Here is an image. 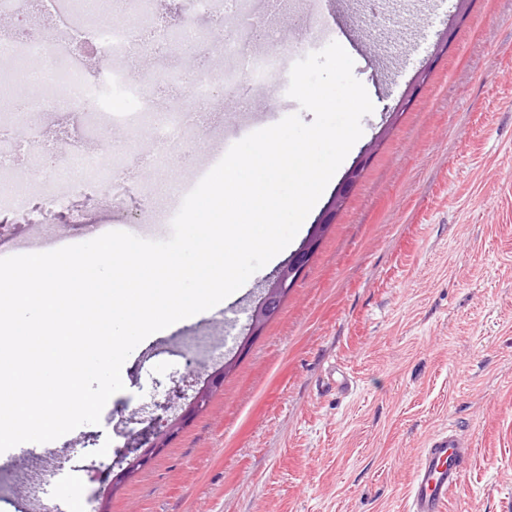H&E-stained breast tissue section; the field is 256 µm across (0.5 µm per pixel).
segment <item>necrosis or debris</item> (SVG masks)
Returning <instances> with one entry per match:
<instances>
[{"mask_svg": "<svg viewBox=\"0 0 512 512\" xmlns=\"http://www.w3.org/2000/svg\"><path fill=\"white\" fill-rule=\"evenodd\" d=\"M126 8L131 21L115 23L107 17L82 19L77 0H0V15L12 21L11 28L0 29V84L10 83L18 62L27 63L38 82L22 108L0 110V176L16 164L29 165L25 183L0 186V214L27 224L48 218L80 224L85 204L101 193L116 199L127 183L120 158L86 151V139L102 140L120 125L133 142L149 128L152 149L139 161L165 169L215 122L197 103L210 100L218 86H235L247 95L259 75L283 68L287 60L289 41L270 16L263 23L276 43L273 52L249 59L237 44L214 41L212 27L251 16L249 0H186L185 8L170 16L158 15L154 0H127ZM91 52L120 64L92 74L84 62ZM188 55L195 59L190 74L183 68ZM146 56L160 58L163 66L144 79L133 70ZM219 56L228 66L215 77L212 64ZM115 86L136 102V111L111 106ZM49 112L67 120L61 134L72 146L68 154H58L43 135L42 118Z\"/></svg>", "mask_w": 512, "mask_h": 512, "instance_id": "necrosis-or-debris-1", "label": "necrosis or debris"}]
</instances>
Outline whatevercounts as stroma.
<instances>
[{
  "mask_svg": "<svg viewBox=\"0 0 512 512\" xmlns=\"http://www.w3.org/2000/svg\"><path fill=\"white\" fill-rule=\"evenodd\" d=\"M302 2L280 9L282 28L313 22L330 42L347 36L357 48L367 31L408 45L385 62L353 54L374 104L362 137L281 259L215 313L139 343L100 424L29 444L0 471V512H35L39 501L72 512H406L422 449L449 428L470 456L445 512H512V0H367L336 22V0ZM262 88L261 118L238 112L232 89L215 97L223 118L183 163L146 175L125 150L133 193L89 208L86 223L167 238L160 213L183 202L169 185L193 181L199 155L296 112L312 121L279 76ZM342 190L279 314L240 354L282 260ZM229 360L207 408L106 494L113 460L173 377L193 384L170 420ZM91 434L105 456L88 452Z\"/></svg>",
  "mask_w": 512,
  "mask_h": 512,
  "instance_id": "obj_1",
  "label": "stroma"
}]
</instances>
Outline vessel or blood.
I'll list each match as a JSON object with an SVG mask.
<instances>
[{
	"label": "vessel or blood",
	"mask_w": 512,
	"mask_h": 512,
	"mask_svg": "<svg viewBox=\"0 0 512 512\" xmlns=\"http://www.w3.org/2000/svg\"><path fill=\"white\" fill-rule=\"evenodd\" d=\"M467 461L466 445L456 433L445 431L430 438L408 490L409 512H444Z\"/></svg>",
	"instance_id": "obj_1"
}]
</instances>
